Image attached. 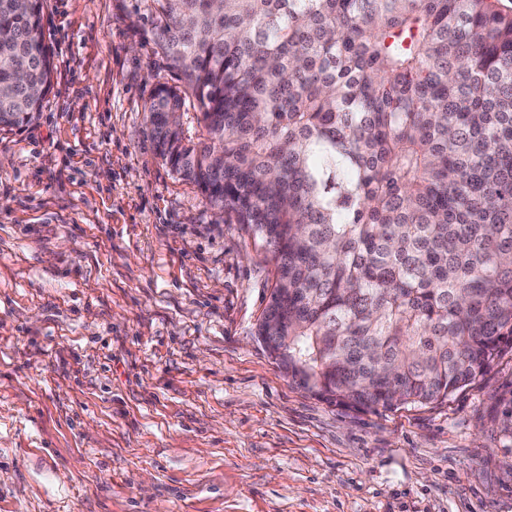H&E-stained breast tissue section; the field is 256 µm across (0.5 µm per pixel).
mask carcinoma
I'll list each match as a JSON object with an SVG mask.
<instances>
[{
  "label": "carcinoma",
  "mask_w": 512,
  "mask_h": 512,
  "mask_svg": "<svg viewBox=\"0 0 512 512\" xmlns=\"http://www.w3.org/2000/svg\"><path fill=\"white\" fill-rule=\"evenodd\" d=\"M176 177L270 253L255 335L356 410L441 405L512 349V0H151ZM0 0V130L52 86Z\"/></svg>",
  "instance_id": "1"
}]
</instances>
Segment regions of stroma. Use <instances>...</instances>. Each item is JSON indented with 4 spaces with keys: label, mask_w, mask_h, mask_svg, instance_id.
Returning <instances> with one entry per match:
<instances>
[{
    "label": "stroma",
    "mask_w": 512,
    "mask_h": 512,
    "mask_svg": "<svg viewBox=\"0 0 512 512\" xmlns=\"http://www.w3.org/2000/svg\"><path fill=\"white\" fill-rule=\"evenodd\" d=\"M148 2L43 0L53 86L0 131V512H512V352L408 410L279 372L269 254L156 153Z\"/></svg>",
    "instance_id": "1"
}]
</instances>
